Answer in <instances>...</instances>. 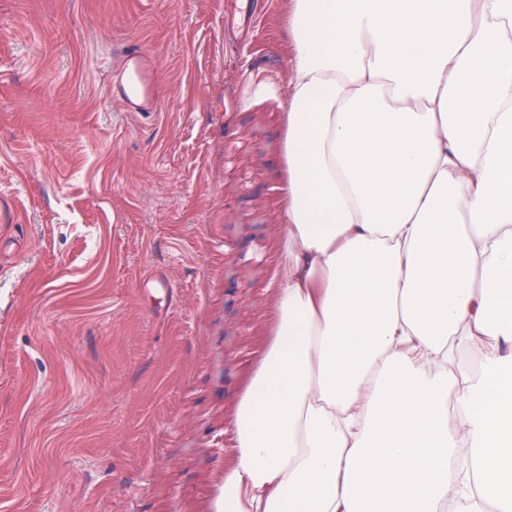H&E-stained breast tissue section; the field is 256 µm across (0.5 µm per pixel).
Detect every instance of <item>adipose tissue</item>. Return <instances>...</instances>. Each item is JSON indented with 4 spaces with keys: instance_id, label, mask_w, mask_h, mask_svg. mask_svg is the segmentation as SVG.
Returning a JSON list of instances; mask_svg holds the SVG:
<instances>
[{
    "instance_id": "1",
    "label": "adipose tissue",
    "mask_w": 512,
    "mask_h": 512,
    "mask_svg": "<svg viewBox=\"0 0 512 512\" xmlns=\"http://www.w3.org/2000/svg\"><path fill=\"white\" fill-rule=\"evenodd\" d=\"M286 36L276 321L219 512H512V0H290Z\"/></svg>"
}]
</instances>
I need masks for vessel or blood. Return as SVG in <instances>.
<instances>
[{"instance_id": "1", "label": "vessel or blood", "mask_w": 512, "mask_h": 512, "mask_svg": "<svg viewBox=\"0 0 512 512\" xmlns=\"http://www.w3.org/2000/svg\"><path fill=\"white\" fill-rule=\"evenodd\" d=\"M154 65L144 53L122 52L108 93L124 111L152 112L157 108L152 89Z\"/></svg>"}]
</instances>
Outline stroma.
I'll return each mask as SVG.
<instances>
[{
  "instance_id": "stroma-1",
  "label": "stroma",
  "mask_w": 512,
  "mask_h": 512,
  "mask_svg": "<svg viewBox=\"0 0 512 512\" xmlns=\"http://www.w3.org/2000/svg\"><path fill=\"white\" fill-rule=\"evenodd\" d=\"M288 0H0V512H207L275 321ZM159 109L107 94L116 51Z\"/></svg>"
}]
</instances>
